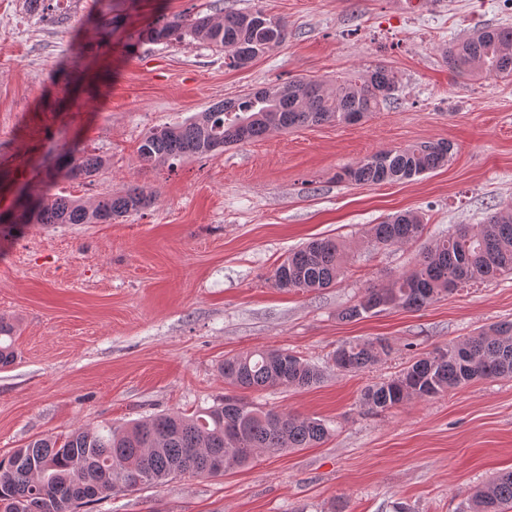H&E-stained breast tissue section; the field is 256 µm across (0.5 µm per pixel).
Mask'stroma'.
Returning <instances> with one entry per match:
<instances>
[{"label": "stroma", "mask_w": 512, "mask_h": 512, "mask_svg": "<svg viewBox=\"0 0 512 512\" xmlns=\"http://www.w3.org/2000/svg\"><path fill=\"white\" fill-rule=\"evenodd\" d=\"M0 0V214L45 188L91 203L137 185L152 205L109 224H0V317L16 326L15 361L0 367V459L30 442L192 414L232 388L224 358L280 348L322 367L308 389L273 387L256 403L330 421L321 445L263 452L217 478L182 475L79 512H458L467 493L512 470V379L476 381L374 415L363 388L415 355L512 320V276L420 310L344 321L365 288L411 272L425 247L512 203V80L461 76L448 43L511 25L507 0H74L12 15ZM262 7L288 38L243 68L207 44L147 42V27ZM401 87L357 125L270 130L203 157L142 166L146 132L270 83L328 85L377 62ZM447 141L453 156L408 181L367 186L337 175L364 156ZM106 159L94 177L56 178L72 143ZM414 210L418 241L374 250L366 227ZM337 238L347 251L333 287L273 284L289 249ZM387 339L369 370L341 373L336 345Z\"/></svg>", "instance_id": "stroma-1"}]
</instances>
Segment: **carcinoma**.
<instances>
[{"label":"carcinoma","instance_id":"1","mask_svg":"<svg viewBox=\"0 0 512 512\" xmlns=\"http://www.w3.org/2000/svg\"><path fill=\"white\" fill-rule=\"evenodd\" d=\"M161 42L175 36L224 52V63L243 68L288 38L287 23L262 8L221 18H178L142 32ZM448 67L459 75L512 77V27H486L448 44ZM400 88L397 71L373 65L360 80L328 88L314 78L259 91L199 112L183 124L148 131L139 146L146 165L168 159L207 155L224 146L262 137L272 128L288 130L321 123L356 124ZM453 145L423 142L378 151L345 168L339 179L363 185L411 180L448 163ZM65 177L85 180L105 166L99 156L71 146L60 158ZM152 197L138 186L105 194L87 205L47 196L24 210L22 224H110L148 207ZM425 230L423 217L405 211L370 224L368 242L376 250L414 242ZM345 252L333 239H314L292 250L274 270V284L307 293L330 288L343 274ZM512 275V204L485 224H459L422 253L415 269L383 287H368L341 313L357 320L388 309L419 310L443 294L474 283ZM13 324L0 318V366L15 359ZM384 339H353L336 346L331 361L342 373L370 368L390 355ZM233 388L260 391L286 385L309 388L321 381L319 366L286 349L256 350L224 359L219 367ZM512 377V321L482 328L460 344L436 346L415 357L399 373L366 386L362 409L384 413L411 398L426 399L472 381ZM329 423L266 409L244 396L198 410L191 416L160 414L129 426L75 431L58 439L44 437L0 461V512H75L79 505L144 485H161L181 475L220 476L251 463L264 450L285 451L324 443ZM512 508V471L495 476L466 497L462 512H506Z\"/></svg>","mask_w":512,"mask_h":512}]
</instances>
